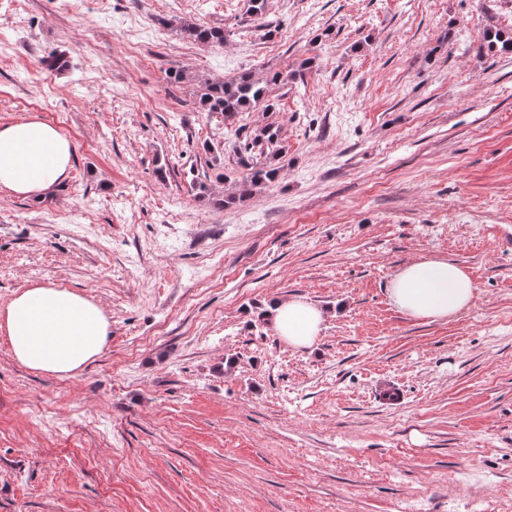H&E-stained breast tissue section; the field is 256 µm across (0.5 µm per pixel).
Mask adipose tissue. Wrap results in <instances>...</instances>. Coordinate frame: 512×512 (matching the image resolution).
Returning a JSON list of instances; mask_svg holds the SVG:
<instances>
[{
  "label": "adipose tissue",
  "mask_w": 512,
  "mask_h": 512,
  "mask_svg": "<svg viewBox=\"0 0 512 512\" xmlns=\"http://www.w3.org/2000/svg\"><path fill=\"white\" fill-rule=\"evenodd\" d=\"M71 144L52 126L37 120L0 125V187L23 197L44 198L67 176ZM476 287L460 266L424 258L398 270L389 298L401 312L445 320L467 308ZM269 317L289 346H312L325 312L301 299L274 303ZM12 353L26 367L67 376L103 350L109 323L103 308L64 288L34 286L16 294L0 311Z\"/></svg>",
  "instance_id": "obj_1"
}]
</instances>
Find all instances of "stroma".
<instances>
[{"instance_id":"1","label":"stroma","mask_w":512,"mask_h":512,"mask_svg":"<svg viewBox=\"0 0 512 512\" xmlns=\"http://www.w3.org/2000/svg\"><path fill=\"white\" fill-rule=\"evenodd\" d=\"M15 8L0 124L45 122L72 158L44 199L0 189V310L66 288L110 334L65 377L0 330V512H512V53L483 41L512 0ZM185 20L224 44L184 52ZM247 69L302 77L273 112L198 110ZM269 123L273 150L238 153ZM261 164L278 180L217 206ZM427 257L476 285L450 319L389 298ZM288 298L326 312L311 348L265 316Z\"/></svg>"}]
</instances>
